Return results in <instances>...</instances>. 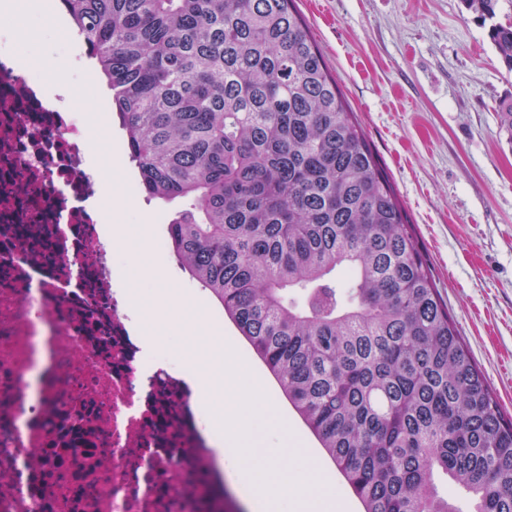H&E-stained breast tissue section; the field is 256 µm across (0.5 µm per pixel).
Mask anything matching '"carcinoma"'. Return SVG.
Segmentation results:
<instances>
[{"mask_svg": "<svg viewBox=\"0 0 512 512\" xmlns=\"http://www.w3.org/2000/svg\"><path fill=\"white\" fill-rule=\"evenodd\" d=\"M180 265L224 309L363 512H512V419L296 0H60ZM485 22L498 0H464ZM488 36L512 71V25ZM436 484L442 495L451 498L462 512H473V501L471 496L462 488L452 484L442 474L436 476Z\"/></svg>", "mask_w": 512, "mask_h": 512, "instance_id": "cac0c4a2", "label": "carcinoma"}]
</instances>
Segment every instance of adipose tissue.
Masks as SVG:
<instances>
[{"instance_id": "1", "label": "adipose tissue", "mask_w": 512, "mask_h": 512, "mask_svg": "<svg viewBox=\"0 0 512 512\" xmlns=\"http://www.w3.org/2000/svg\"><path fill=\"white\" fill-rule=\"evenodd\" d=\"M262 389H255L249 401L241 405L242 419L235 426H224L221 418H213L211 426L219 444L230 447L226 469L236 474L239 496L247 512H279L283 500H291L296 512H331L335 502L332 486L312 491L292 483L287 470L271 471L262 467L252 450L261 439L245 423L254 407H261L268 416H276L277 408L262 399Z\"/></svg>"}]
</instances>
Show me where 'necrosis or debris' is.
Returning a JSON list of instances; mask_svg holds the SVG:
<instances>
[{"instance_id":"4bbe7bcc","label":"necrosis or debris","mask_w":512,"mask_h":512,"mask_svg":"<svg viewBox=\"0 0 512 512\" xmlns=\"http://www.w3.org/2000/svg\"><path fill=\"white\" fill-rule=\"evenodd\" d=\"M0 9V512H223L199 396L114 274L75 91L54 101L14 60Z\"/></svg>"}]
</instances>
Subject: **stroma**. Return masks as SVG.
I'll return each mask as SVG.
<instances>
[{
    "mask_svg": "<svg viewBox=\"0 0 512 512\" xmlns=\"http://www.w3.org/2000/svg\"><path fill=\"white\" fill-rule=\"evenodd\" d=\"M324 61L356 112L427 258L438 292L473 360L512 415V131L498 102L512 95V71L500 61L488 27L462 0H296ZM54 0H28V33L19 45L28 67L58 58L77 88L79 123L92 142L101 191L94 204L119 229L114 260L137 298L150 355L202 366L224 383L233 342L249 373L238 386L262 382L280 419H250L264 438L261 459L288 466L301 486L331 483L339 512H362L335 465L289 406L278 384L231 321L207 307L208 294L170 253L153 225L183 207L133 190L137 171L111 149L123 130L104 121L109 104L86 64L84 45L49 12ZM159 260L164 283L143 276L146 257Z\"/></svg>",
    "mask_w": 512,
    "mask_h": 512,
    "instance_id": "35a3bbf8",
    "label": "stroma"
}]
</instances>
